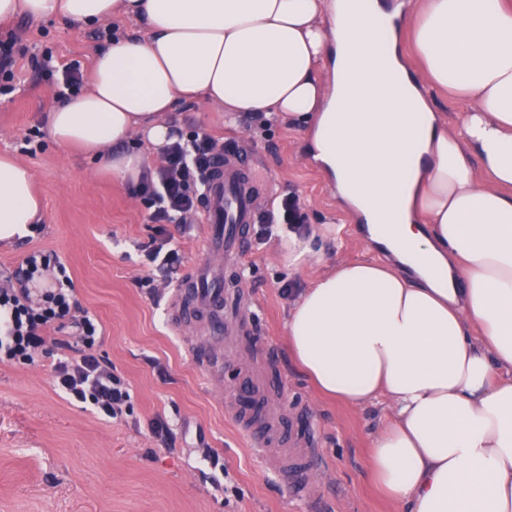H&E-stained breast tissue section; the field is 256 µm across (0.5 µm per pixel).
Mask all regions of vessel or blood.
I'll return each mask as SVG.
<instances>
[{"instance_id":"vessel-or-blood-1","label":"vessel or blood","mask_w":512,"mask_h":512,"mask_svg":"<svg viewBox=\"0 0 512 512\" xmlns=\"http://www.w3.org/2000/svg\"><path fill=\"white\" fill-rule=\"evenodd\" d=\"M255 167L254 158L240 152L214 161L204 202L206 259L182 275L168 303L174 327L205 322L206 330L192 345L191 355L204 363L206 377L214 382L223 379L221 368L208 362L213 342L226 330L222 270L228 264H241L248 251V233L257 213V202L248 189Z\"/></svg>"}]
</instances>
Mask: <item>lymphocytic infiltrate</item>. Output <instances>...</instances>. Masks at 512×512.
Masks as SVG:
<instances>
[{
    "instance_id": "f902f5d3",
    "label": "lymphocytic infiltrate",
    "mask_w": 512,
    "mask_h": 512,
    "mask_svg": "<svg viewBox=\"0 0 512 512\" xmlns=\"http://www.w3.org/2000/svg\"><path fill=\"white\" fill-rule=\"evenodd\" d=\"M223 141L196 132L174 143L161 165L145 170L135 188L154 224H186L204 203L208 172L227 152ZM55 269L54 287L33 295L31 282ZM17 287L0 289V308L10 320L0 331V364L33 363L35 352L53 341L64 356L54 367L57 387L71 399L91 403L106 417L122 414L130 393L93 348L103 334L98 320L83 311L61 261L35 251L18 267Z\"/></svg>"
}]
</instances>
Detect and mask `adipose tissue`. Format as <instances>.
Segmentation results:
<instances>
[{"mask_svg":"<svg viewBox=\"0 0 512 512\" xmlns=\"http://www.w3.org/2000/svg\"><path fill=\"white\" fill-rule=\"evenodd\" d=\"M22 14L141 25L45 119L99 175L137 184L133 138L165 152L190 100L303 131L394 263L339 261L301 290L289 354L327 396L388 402L372 471L401 512H512V0H0V22ZM432 90L469 111L449 121ZM41 211L0 154V243Z\"/></svg>","mask_w":512,"mask_h":512,"instance_id":"1","label":"adipose tissue"}]
</instances>
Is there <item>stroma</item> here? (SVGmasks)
Returning a JSON list of instances; mask_svg holds the SVG:
<instances>
[{
	"label": "stroma",
	"instance_id": "35a3bbf8",
	"mask_svg": "<svg viewBox=\"0 0 512 512\" xmlns=\"http://www.w3.org/2000/svg\"><path fill=\"white\" fill-rule=\"evenodd\" d=\"M132 22L110 19L95 27L33 21L0 22V37L15 35V89L0 95V153L26 165L44 203L40 232L0 246V287L33 251L57 255L72 277L83 308L103 326L97 351L127 383L131 414L111 419L68 399L53 382L52 358L39 350L34 364L0 365V512H310L290 484L268 470L248 435L228 416L240 383L254 402L268 403L284 443L298 454H321L313 472L323 486L319 512H395L369 469L373 434L385 425L386 404L350 406L322 397L289 358L284 324L290 302L284 283L307 287L329 265L373 251L362 225L339 211L322 175L298 154L294 128L268 125L263 136L224 123L203 102L183 104L174 126L237 141L265 171L255 192L262 209L296 193L325 263L288 269L279 236L256 239L244 260L245 279L234 299L249 314L255 339L224 362V383L211 384L192 360V333L172 328L167 314L169 274L147 266L141 247L151 235L172 237L183 265L203 258V224L179 232L151 224L128 188L98 178L93 163L45 136L57 71L79 64L90 74L95 53L111 32ZM163 417L173 445L152 435ZM219 457L211 468L205 451Z\"/></svg>",
	"mask_w": 512,
	"mask_h": 512
}]
</instances>
